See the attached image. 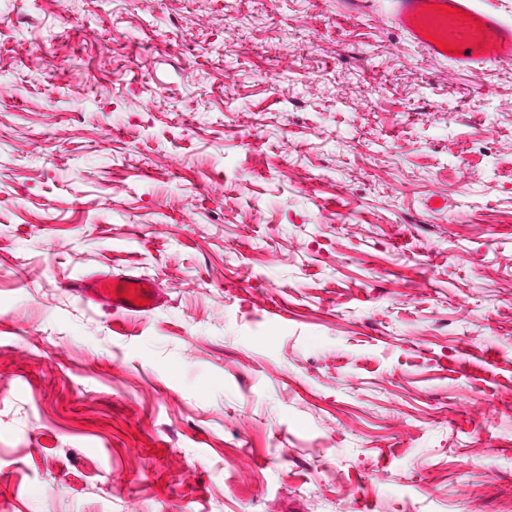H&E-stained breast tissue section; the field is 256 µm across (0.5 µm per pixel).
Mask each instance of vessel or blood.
Listing matches in <instances>:
<instances>
[{
    "label": "vessel or blood",
    "mask_w": 512,
    "mask_h": 512,
    "mask_svg": "<svg viewBox=\"0 0 512 512\" xmlns=\"http://www.w3.org/2000/svg\"><path fill=\"white\" fill-rule=\"evenodd\" d=\"M394 26L429 58L465 69L512 63V19L485 0H392ZM83 301L130 314L151 312L162 296L146 278L102 275L69 283Z\"/></svg>",
    "instance_id": "vessel-or-blood-1"
}]
</instances>
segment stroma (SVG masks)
<instances>
[{"label":"stroma","instance_id":"stroma-1","mask_svg":"<svg viewBox=\"0 0 512 512\" xmlns=\"http://www.w3.org/2000/svg\"><path fill=\"white\" fill-rule=\"evenodd\" d=\"M390 10L0 0V512H512V64ZM67 288L84 302L105 304L113 310L135 315L151 312L159 307L162 299L159 290L148 279L131 275H102L91 280L70 282ZM119 293H125V296H119ZM135 298L144 299L145 305L134 304Z\"/></svg>","mask_w":512,"mask_h":512}]
</instances>
